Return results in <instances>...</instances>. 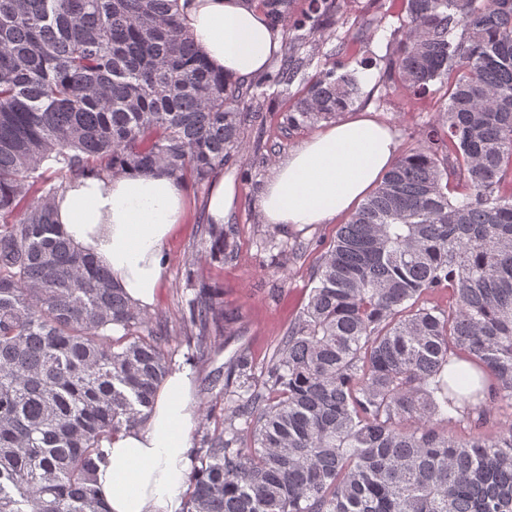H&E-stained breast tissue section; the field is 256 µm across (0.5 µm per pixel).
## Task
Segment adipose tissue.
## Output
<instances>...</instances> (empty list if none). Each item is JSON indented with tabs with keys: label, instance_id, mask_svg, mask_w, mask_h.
<instances>
[{
	"label": "adipose tissue",
	"instance_id": "1",
	"mask_svg": "<svg viewBox=\"0 0 512 512\" xmlns=\"http://www.w3.org/2000/svg\"><path fill=\"white\" fill-rule=\"evenodd\" d=\"M185 30L218 72L240 81L265 71L281 28L257 0H178ZM391 131L359 112L305 138L279 162L259 204L269 223L325 224L351 211L398 156ZM185 185L164 169L148 175L69 180L50 206L73 246L105 266L132 303L149 308L161 283L162 246L188 214ZM196 420L185 369L167 377L145 423L107 445L98 484L110 512H181Z\"/></svg>",
	"mask_w": 512,
	"mask_h": 512
}]
</instances>
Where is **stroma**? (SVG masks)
I'll use <instances>...</instances> for the list:
<instances>
[{
  "instance_id": "1",
  "label": "stroma",
  "mask_w": 512,
  "mask_h": 512,
  "mask_svg": "<svg viewBox=\"0 0 512 512\" xmlns=\"http://www.w3.org/2000/svg\"><path fill=\"white\" fill-rule=\"evenodd\" d=\"M405 17L402 0H336L335 23L328 35L307 36L299 49L309 65L305 79H312L331 57H338L359 81L361 94L353 111H369L397 136L400 150L419 145L423 131L436 123L447 102L446 87L431 83L421 95L391 86L385 71L394 47V29ZM372 66H362L363 58ZM242 137L246 149L223 169L238 189V203L229 218L237 230V251L221 261L204 258L199 274L223 293L224 308L233 312V334L215 359L201 363L180 332V319L191 292L186 283L188 262L195 252L201 222L207 210L209 185H190L186 223L178 225L162 248L163 274L157 299L149 314L167 324L173 367H187L193 385L216 370L242 347L248 348L255 366H263L276 341L298 318L308 301L311 274L322 253L333 242L348 215L326 224L285 225L279 235V250L287 259L285 271H276L273 250L266 243L268 222L259 206V195L276 163L299 142L316 132V125L293 129L285 125L287 105L276 89H268L262 106L244 102Z\"/></svg>"
}]
</instances>
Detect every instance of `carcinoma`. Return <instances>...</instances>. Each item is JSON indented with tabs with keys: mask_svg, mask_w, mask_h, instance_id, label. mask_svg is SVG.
<instances>
[{
	"mask_svg": "<svg viewBox=\"0 0 512 512\" xmlns=\"http://www.w3.org/2000/svg\"><path fill=\"white\" fill-rule=\"evenodd\" d=\"M177 2L0 0V512H108L103 442L147 419L170 372L166 324L72 246L49 199L84 175L204 183L245 149L242 100L290 97L300 43L336 12L258 0L284 52L244 88L209 67ZM403 3L388 79L415 95L443 81L446 109L321 253L261 370L242 348L205 379L214 427L186 512H512V425L440 429L512 406V0ZM343 68L305 85L288 127L353 105ZM236 247L209 221L196 251ZM187 283L185 340L207 361L233 318ZM512 422V408L502 405L493 410L487 422L479 428L468 426L466 423L452 427V432L458 436H469L476 434H493L508 427Z\"/></svg>",
	"mask_w": 512,
	"mask_h": 512,
	"instance_id": "cac0c4a2",
	"label": "carcinoma"
}]
</instances>
